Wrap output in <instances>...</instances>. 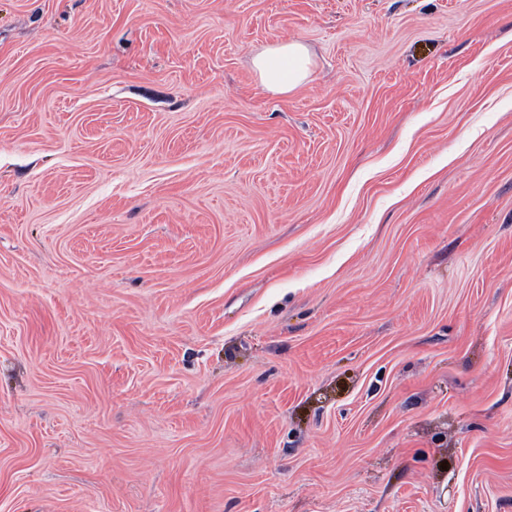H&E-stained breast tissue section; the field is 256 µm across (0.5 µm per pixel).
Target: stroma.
<instances>
[{
	"label": "stroma",
	"mask_w": 512,
	"mask_h": 512,
	"mask_svg": "<svg viewBox=\"0 0 512 512\" xmlns=\"http://www.w3.org/2000/svg\"><path fill=\"white\" fill-rule=\"evenodd\" d=\"M0 512H512V0H0ZM313 58L300 41L278 42L252 58V67L269 92L288 95L308 82L313 74Z\"/></svg>",
	"instance_id": "obj_1"
}]
</instances>
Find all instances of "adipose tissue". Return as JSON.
I'll return each mask as SVG.
<instances>
[{
	"mask_svg": "<svg viewBox=\"0 0 512 512\" xmlns=\"http://www.w3.org/2000/svg\"><path fill=\"white\" fill-rule=\"evenodd\" d=\"M313 58L299 41L280 42L256 53L252 67L269 92L286 95L308 82L313 74Z\"/></svg>",
	"mask_w": 512,
	"mask_h": 512,
	"instance_id": "obj_1",
	"label": "adipose tissue"
}]
</instances>
